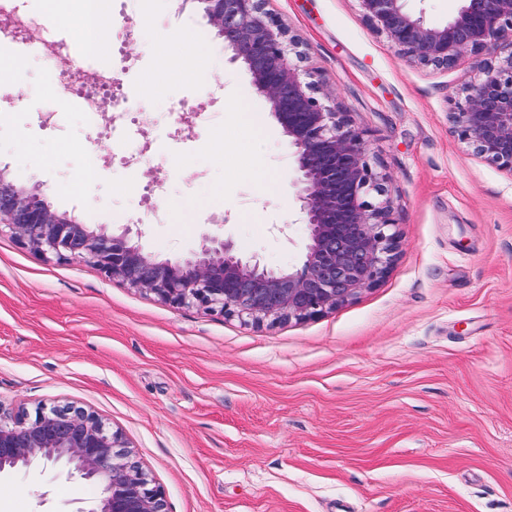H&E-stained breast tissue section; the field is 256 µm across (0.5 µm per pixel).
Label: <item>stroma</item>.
I'll list each match as a JSON object with an SVG mask.
<instances>
[{"label": "stroma", "mask_w": 512, "mask_h": 512, "mask_svg": "<svg viewBox=\"0 0 512 512\" xmlns=\"http://www.w3.org/2000/svg\"><path fill=\"white\" fill-rule=\"evenodd\" d=\"M132 34L93 55L80 0H55L58 60L115 69L151 145L113 163L123 134L91 129L55 72L15 58L0 112V168L85 224L140 221L147 252L178 258L223 236L273 269L308 243L292 223L294 161L248 71L194 0H124ZM313 95L364 131L400 243L384 280L322 317L246 325L176 308L91 263L42 257L0 235V410L74 405L120 431L167 512H512V172L461 141L449 114L477 75L409 61L357 0H265ZM189 31L213 53L194 79L163 72L147 37ZM152 82L155 92L143 91ZM242 109L225 111L217 90ZM205 120L175 135L172 100ZM103 159L89 196L84 151ZM157 173L151 202L137 189ZM98 484L61 463L0 475V512H89Z\"/></svg>", "instance_id": "1"}]
</instances>
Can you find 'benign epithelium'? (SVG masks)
<instances>
[{
    "label": "benign epithelium",
    "mask_w": 512,
    "mask_h": 512,
    "mask_svg": "<svg viewBox=\"0 0 512 512\" xmlns=\"http://www.w3.org/2000/svg\"><path fill=\"white\" fill-rule=\"evenodd\" d=\"M209 24L270 104L295 164L298 220L308 243L300 265L272 270L230 239L205 235L177 259L145 251L141 230L83 224L58 213L35 190L14 187L0 170V233L34 253L88 261L108 279L176 307H199L261 325L307 321L344 305L388 274L398 247L384 178L362 134L341 112L320 104L313 83L288 57L285 31L268 20L262 0H198ZM372 29L406 57L448 67L464 53L478 76L450 113L458 136L512 172V0H462L442 26L406 8L407 0H358ZM63 462L104 484L95 508L77 512H166L163 492L134 460L121 433L81 408L53 406L34 418L0 413V473Z\"/></svg>",
    "instance_id": "7a95c632"
}]
</instances>
